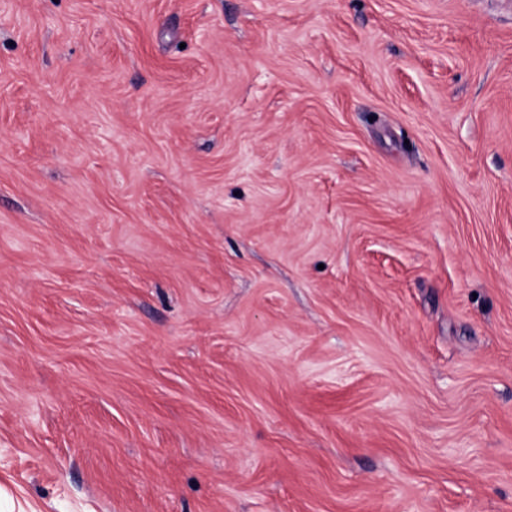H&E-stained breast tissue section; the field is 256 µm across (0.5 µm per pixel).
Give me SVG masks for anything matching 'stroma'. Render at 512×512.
I'll list each match as a JSON object with an SVG mask.
<instances>
[{
    "label": "stroma",
    "mask_w": 512,
    "mask_h": 512,
    "mask_svg": "<svg viewBox=\"0 0 512 512\" xmlns=\"http://www.w3.org/2000/svg\"><path fill=\"white\" fill-rule=\"evenodd\" d=\"M0 512H512V0H0Z\"/></svg>",
    "instance_id": "1"
}]
</instances>
